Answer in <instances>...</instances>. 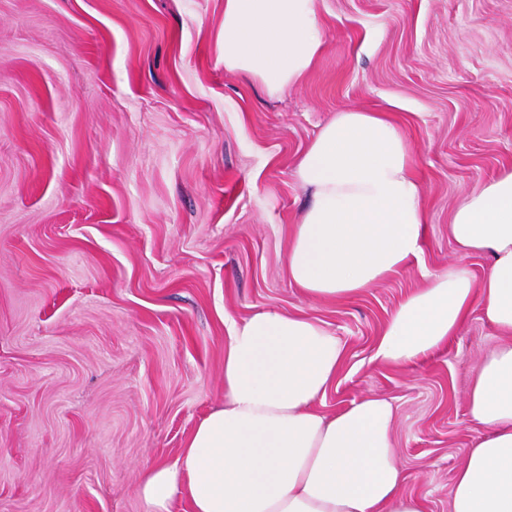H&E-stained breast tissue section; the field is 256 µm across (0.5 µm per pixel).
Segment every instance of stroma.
Wrapping results in <instances>:
<instances>
[{
	"instance_id": "obj_1",
	"label": "stroma",
	"mask_w": 512,
	"mask_h": 512,
	"mask_svg": "<svg viewBox=\"0 0 512 512\" xmlns=\"http://www.w3.org/2000/svg\"><path fill=\"white\" fill-rule=\"evenodd\" d=\"M326 49L269 95L224 69V0H0V512H145V464L175 462L224 401L232 322L320 320L345 348L318 407L397 408L408 490L448 512L479 427L473 312L414 366L373 354L428 276L489 257L448 235L455 206L512 167V0H319ZM390 113L413 146L423 252L358 295L293 286L294 164L334 114Z\"/></svg>"
}]
</instances>
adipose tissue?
Segmentation results:
<instances>
[{"mask_svg": "<svg viewBox=\"0 0 512 512\" xmlns=\"http://www.w3.org/2000/svg\"><path fill=\"white\" fill-rule=\"evenodd\" d=\"M325 47L318 0H224V68L269 94L300 85ZM309 192L288 236L285 273L308 298L333 301L382 283L418 257L428 222L412 147L384 112L336 113L295 163ZM463 254L491 258L432 277L390 315L374 358L410 366L447 343L472 310L505 344L479 362L467 393L483 427L455 473L448 512H512V168L454 209ZM324 323L275 309L233 323L224 402L198 421L178 460L142 471L146 512H424L397 460L394 404L368 394L317 409L343 365Z\"/></svg>", "mask_w": 512, "mask_h": 512, "instance_id": "obj_1", "label": "adipose tissue"}]
</instances>
